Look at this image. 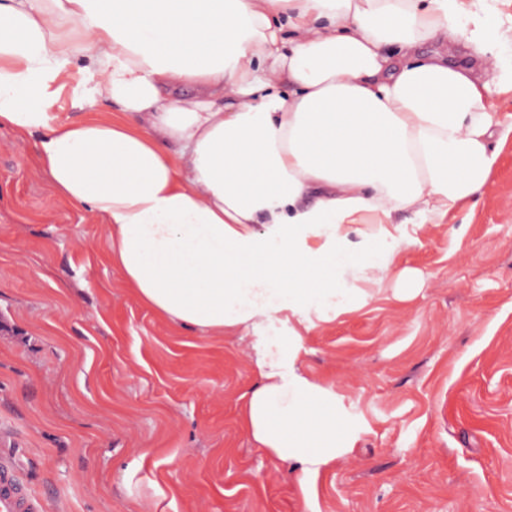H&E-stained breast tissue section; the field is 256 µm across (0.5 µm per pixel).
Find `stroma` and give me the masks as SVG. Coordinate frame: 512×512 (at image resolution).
<instances>
[{"mask_svg":"<svg viewBox=\"0 0 512 512\" xmlns=\"http://www.w3.org/2000/svg\"><path fill=\"white\" fill-rule=\"evenodd\" d=\"M0 128V448L46 512H512V138L390 281L303 337L353 448L300 485L240 427L248 337L162 318Z\"/></svg>","mask_w":512,"mask_h":512,"instance_id":"stroma-1","label":"stroma"}]
</instances>
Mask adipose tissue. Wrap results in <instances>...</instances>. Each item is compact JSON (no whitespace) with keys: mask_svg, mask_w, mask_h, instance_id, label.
Returning <instances> with one entry per match:
<instances>
[{"mask_svg":"<svg viewBox=\"0 0 512 512\" xmlns=\"http://www.w3.org/2000/svg\"><path fill=\"white\" fill-rule=\"evenodd\" d=\"M476 2L0 0V127L37 135L55 194L102 218L141 302L251 332L242 427L302 477L354 444L335 386L298 366L304 330L388 280L416 242L399 212L437 224L482 195L487 142L512 133L488 103L512 88V25ZM459 43L476 66L451 61ZM77 59L97 76L79 106L121 119L53 123ZM354 224L376 230L355 243Z\"/></svg>","mask_w":512,"mask_h":512,"instance_id":"adipose-tissue-1","label":"adipose tissue"}]
</instances>
